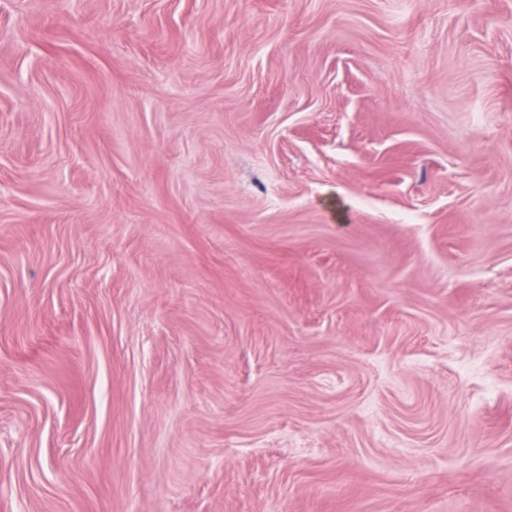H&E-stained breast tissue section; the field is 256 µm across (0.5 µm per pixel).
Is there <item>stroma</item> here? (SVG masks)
I'll use <instances>...</instances> for the list:
<instances>
[{
  "mask_svg": "<svg viewBox=\"0 0 512 512\" xmlns=\"http://www.w3.org/2000/svg\"><path fill=\"white\" fill-rule=\"evenodd\" d=\"M0 512H512V0H0Z\"/></svg>",
  "mask_w": 512,
  "mask_h": 512,
  "instance_id": "obj_1",
  "label": "stroma"
}]
</instances>
